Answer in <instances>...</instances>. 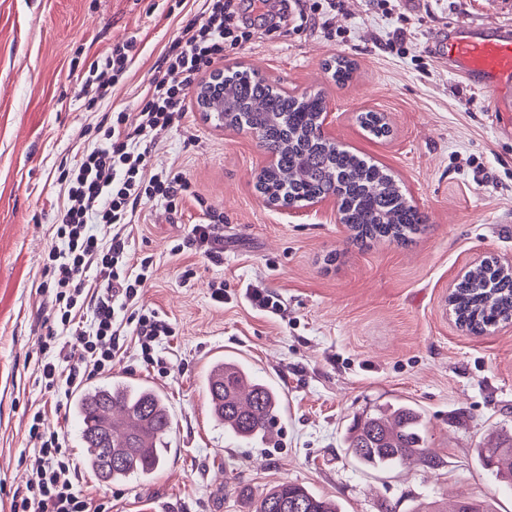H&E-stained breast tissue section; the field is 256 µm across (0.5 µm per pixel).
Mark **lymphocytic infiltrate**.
I'll list each match as a JSON object with an SVG mask.
<instances>
[{"label":"lymphocytic infiltrate","mask_w":512,"mask_h":512,"mask_svg":"<svg viewBox=\"0 0 512 512\" xmlns=\"http://www.w3.org/2000/svg\"><path fill=\"white\" fill-rule=\"evenodd\" d=\"M240 2L203 0L199 17L186 20L166 47L163 71L149 83L137 124L128 126L125 113H113L110 123L97 125L96 144L61 168L66 201L39 285L48 298L50 326L37 360V381L56 406L67 404L84 382L110 372L127 335L134 337L146 366L167 370L157 350L175 331L140 302L153 261L134 258L132 229L147 202L161 199L174 210L188 190L181 171L150 168L153 134L180 121L199 75L223 60L225 51L250 42V31L238 23ZM172 73L180 74V82L169 81ZM95 223L108 228V237L93 233ZM186 248L217 264L224 237L218 225L196 224L174 250ZM75 346L81 349L76 360L69 354ZM44 415L41 408L32 415L29 433L38 443L37 455L27 493L13 498L11 512H111L108 503L78 490V468L66 439L45 428Z\"/></svg>","instance_id":"1"}]
</instances>
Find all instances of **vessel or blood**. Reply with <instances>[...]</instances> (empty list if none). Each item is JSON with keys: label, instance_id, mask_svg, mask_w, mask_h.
Returning <instances> with one entry per match:
<instances>
[{"label": "vessel or blood", "instance_id": "obj_1", "mask_svg": "<svg viewBox=\"0 0 512 512\" xmlns=\"http://www.w3.org/2000/svg\"><path fill=\"white\" fill-rule=\"evenodd\" d=\"M441 48L481 88L512 78V38L478 37L461 29L449 34Z\"/></svg>", "mask_w": 512, "mask_h": 512}]
</instances>
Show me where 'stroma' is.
<instances>
[{
  "instance_id": "obj_1",
  "label": "stroma",
  "mask_w": 512,
  "mask_h": 512,
  "mask_svg": "<svg viewBox=\"0 0 512 512\" xmlns=\"http://www.w3.org/2000/svg\"><path fill=\"white\" fill-rule=\"evenodd\" d=\"M175 2L0 0V512L26 490L29 408L45 401L34 382L47 314L37 286L61 221L58 167L95 142L103 116L122 112L135 124L161 52L200 9ZM281 6H242L252 40L224 66L297 92L321 88L332 140L391 173L426 222L404 244H356L333 203L268 207L256 188L268 158L257 139L189 105L179 124L156 131L150 154L153 169L183 172L189 193L175 210L148 203L132 241L136 256L153 260L143 302L176 331L170 365L163 374L145 367L133 345L112 365L165 395L171 451L149 481L106 484L85 472L80 486L112 512H249L240 488L283 481L336 498L343 512H411L422 499L448 512L462 498L512 512V489L476 454L512 431V326L474 336L448 313L450 288L476 259L512 262V112L493 111L496 93L470 88L430 49L458 25L512 30V0H341L330 29L291 23L268 34L254 16ZM130 40L127 75L111 98L90 103V64ZM339 55L356 65L343 86L325 70ZM368 110L384 115L389 136L360 127ZM210 214L224 218L223 263L173 253ZM254 287L280 299L278 314L248 302ZM226 355L281 391L275 443L237 441L213 420L203 378ZM396 398L422 411L439 463L363 473L344 436L359 413Z\"/></svg>"
}]
</instances>
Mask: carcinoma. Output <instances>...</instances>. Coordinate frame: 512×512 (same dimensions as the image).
<instances>
[{
    "instance_id": "carcinoma-1",
    "label": "carcinoma",
    "mask_w": 512,
    "mask_h": 512,
    "mask_svg": "<svg viewBox=\"0 0 512 512\" xmlns=\"http://www.w3.org/2000/svg\"><path fill=\"white\" fill-rule=\"evenodd\" d=\"M326 70L337 84L350 80L354 63L338 56ZM224 125L260 133L259 144L275 165L258 178L270 199L299 203L332 197L355 242H405L420 231L424 217L385 169L327 140L319 114L327 109L322 90L290 94L263 76L238 67L224 69L214 98ZM361 128L379 138L389 133L378 112L358 116ZM302 176L297 178V171ZM462 328L480 336L512 317V273L484 260L469 270L450 296ZM212 417L224 432L245 442H268L284 410L280 390L254 375L241 360L218 357L204 377ZM78 422L83 465L103 483L146 481L160 469L173 418L165 396L146 382L115 378L85 387L70 402ZM346 454L364 471L385 472L415 458L437 465L429 448L423 413L395 400L358 417L344 438ZM482 467L512 487V433L502 431L478 449ZM251 512H341L335 501L308 487L283 482L250 495Z\"/></svg>"
}]
</instances>
